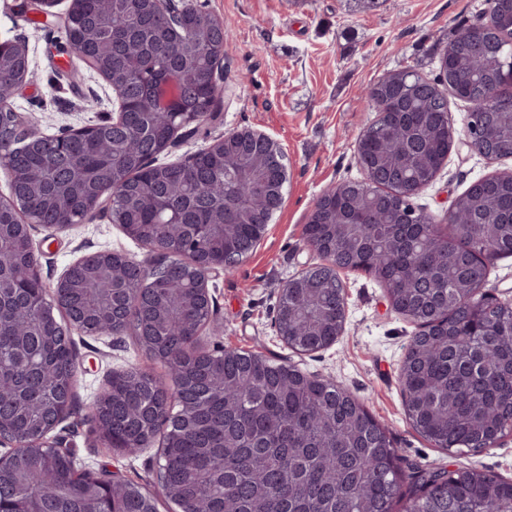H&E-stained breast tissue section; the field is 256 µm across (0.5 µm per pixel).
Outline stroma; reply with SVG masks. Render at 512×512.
Returning <instances> with one entry per match:
<instances>
[{
  "instance_id": "stroma-1",
  "label": "stroma",
  "mask_w": 512,
  "mask_h": 512,
  "mask_svg": "<svg viewBox=\"0 0 512 512\" xmlns=\"http://www.w3.org/2000/svg\"><path fill=\"white\" fill-rule=\"evenodd\" d=\"M21 0H0V42L19 37L28 44L30 76L12 105L39 132L98 120L112 109L106 82L65 40L60 0L51 25L35 10L17 15ZM233 35L226 59L224 104L205 133L189 136L164 154L178 161L211 138L241 127L269 135L283 149L288 181L282 207L252 255L236 270L213 278L219 331L204 333L205 345L245 351L294 363L304 372L340 382L390 432L404 463H432L449 469H488L512 480V438L498 447L459 454L434 447L405 417L399 372L415 324L392 310L373 276L342 272L346 322L329 348L299 354L276 334L274 319L286 282L317 263L302 228L321 193L365 176L356 140L374 120L366 94L386 73L410 67L428 79L439 74L438 56L455 32L479 23L487 0H192ZM512 169V159L489 160L468 148L452 151L434 182L414 199L439 226H447L457 195L474 181ZM42 274L54 282L81 256L120 250L138 260L147 250L107 219L47 235L32 231ZM83 369L74 389V411L58 432L78 461L93 471L107 469L152 489L159 479V447L129 457L96 440L84 420L86 408L113 372L131 367L168 380L167 369L149 360L134 336L73 334Z\"/></svg>"
}]
</instances>
